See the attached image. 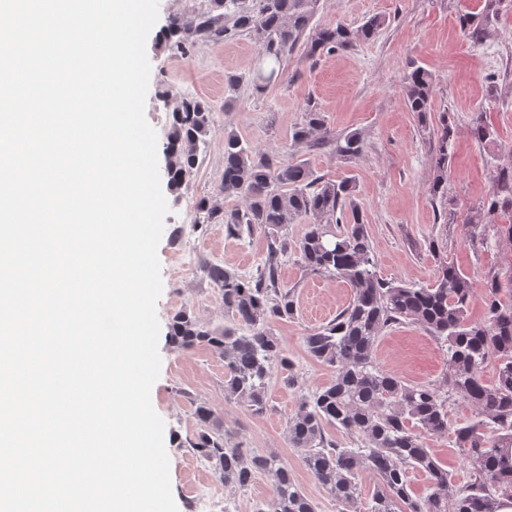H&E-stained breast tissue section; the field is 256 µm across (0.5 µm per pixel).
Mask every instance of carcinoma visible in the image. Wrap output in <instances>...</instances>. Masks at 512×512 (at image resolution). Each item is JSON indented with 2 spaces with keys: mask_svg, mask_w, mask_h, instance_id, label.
<instances>
[{
  "mask_svg": "<svg viewBox=\"0 0 512 512\" xmlns=\"http://www.w3.org/2000/svg\"><path fill=\"white\" fill-rule=\"evenodd\" d=\"M504 0H485L481 13L459 16L461 31L476 44L499 16ZM318 0H209L201 12L171 18L166 39L187 56L196 44L217 42L228 32L226 21L252 35L270 68L255 75L260 91L279 74L281 62L296 48L315 57L346 51L358 38L375 36L384 21L368 19L357 31L341 22L307 37ZM406 105L420 121L431 112L432 79L421 67L405 77ZM212 125L211 112L195 98L181 99L172 110L165 147L169 187L181 188L198 164L200 145ZM441 133L434 157L431 194L448 200V150L453 128L448 112L439 117ZM472 138L488 145L496 131L486 122L472 126ZM297 144L330 149L342 160L362 154L360 133L329 136L325 116L307 106L293 133ZM220 192L240 198L243 207L222 215L221 208L203 199L199 209L206 220L224 217L229 235L262 233L267 239L264 267L255 278H243L216 263L203 267L220 288L231 325L211 326L194 312L181 309L170 324L169 342L178 350L207 346L224 359V395L242 402L254 415L268 410L267 385L273 371L283 382H296L295 365L273 332L274 324L296 311L295 295L278 287V268L288 256V225L305 219V231L295 243L297 262L312 274L342 279L353 298L336 318L304 336L308 356L334 369L333 379L305 394L288 419V442L298 449L301 463L321 487L346 508L357 503V477L371 471L378 484L367 512H498L512 500V261L490 270L483 280L484 320L473 322L468 310L474 296L471 280L454 264H440L427 287L385 279L377 270L361 211L353 200L352 178L314 176L301 161L268 157L233 134L224 136V174ZM508 216V223L498 218ZM488 224L498 225L499 238L512 242V164L496 165L488 202L467 219L468 235L476 238ZM410 322L445 347L448 373L438 384H407L381 370L373 359L375 339L386 329ZM496 362L494 383L487 385L480 369ZM460 398L474 409L473 418L451 423L448 401ZM200 431L189 443L217 479L247 488L256 474L271 479L273 497L253 512H318V505L295 482L288 462L277 456L252 455L228 448L224 423L210 407L195 409ZM332 426L354 436L353 447L327 440ZM450 433L474 468L469 482L455 487L426 448L428 435ZM428 474L426 492L413 496L408 474Z\"/></svg>",
  "mask_w": 512,
  "mask_h": 512,
  "instance_id": "obj_1",
  "label": "carcinoma"
}]
</instances>
